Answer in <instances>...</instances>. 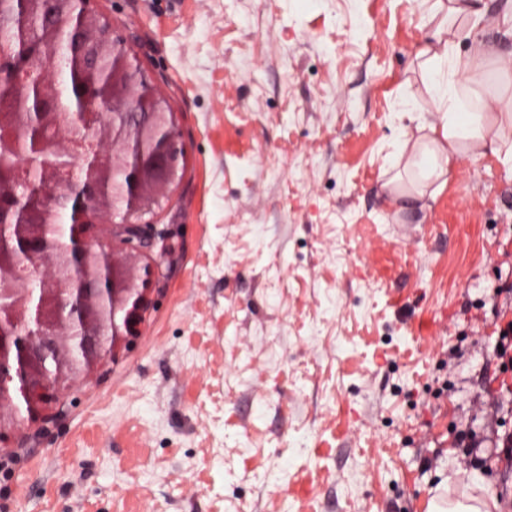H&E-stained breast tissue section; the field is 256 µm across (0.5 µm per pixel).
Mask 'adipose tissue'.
<instances>
[{
	"label": "adipose tissue",
	"instance_id": "ef3b65f1",
	"mask_svg": "<svg viewBox=\"0 0 512 512\" xmlns=\"http://www.w3.org/2000/svg\"><path fill=\"white\" fill-rule=\"evenodd\" d=\"M482 0H436L437 19L418 52L420 78L437 104L430 115L411 116L397 159L400 173L383 184L385 201L400 208L422 200L433 185H444L463 158L498 152L512 138V91L484 99L476 110L466 109L462 89L479 93L488 49L477 29L483 19ZM469 40L473 51L459 60L455 49Z\"/></svg>",
	"mask_w": 512,
	"mask_h": 512
}]
</instances>
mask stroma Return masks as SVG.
I'll return each mask as SVG.
<instances>
[{"instance_id": "stroma-1", "label": "stroma", "mask_w": 512, "mask_h": 512, "mask_svg": "<svg viewBox=\"0 0 512 512\" xmlns=\"http://www.w3.org/2000/svg\"><path fill=\"white\" fill-rule=\"evenodd\" d=\"M434 0H93L180 121L165 246L137 335L7 431L0 512H426L512 496L497 354L512 286V154L459 163L425 205L381 186L402 111H434ZM481 38L512 54V0ZM446 483L448 490V477L443 479L441 483L435 488V495L429 500L427 512H489L490 505L477 498L471 497L468 500L475 503H465L458 501L456 503H449L445 501L443 496L438 493Z\"/></svg>"}]
</instances>
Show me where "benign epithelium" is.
Segmentation results:
<instances>
[{"mask_svg": "<svg viewBox=\"0 0 512 512\" xmlns=\"http://www.w3.org/2000/svg\"><path fill=\"white\" fill-rule=\"evenodd\" d=\"M77 24L70 35L77 66L89 70L112 58V104H89L70 125L49 103L41 125L54 131L46 142L62 157L43 171L45 183L60 179L83 188L87 203L101 201L112 187L111 237L127 250L148 246L157 231L142 216L158 205L175 182L184 148L175 113L137 59L114 34L109 20L75 0ZM0 200V431L16 426L17 411L6 383L21 368L20 395L28 417L59 401L82 383L112 352L115 337L135 334L142 322L145 295L154 270L144 267L136 283L117 267L112 246L93 235L101 216L78 210L68 225L69 243L58 250L52 224H5ZM30 261L41 284L32 295L23 263ZM54 358L51 376L42 371Z\"/></svg>", "mask_w": 512, "mask_h": 512, "instance_id": "obj_1", "label": "benign epithelium"}]
</instances>
